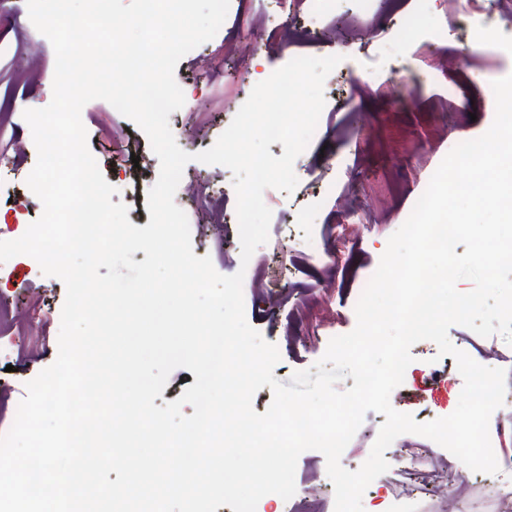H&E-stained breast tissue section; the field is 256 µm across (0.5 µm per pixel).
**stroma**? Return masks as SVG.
<instances>
[{
	"mask_svg": "<svg viewBox=\"0 0 512 512\" xmlns=\"http://www.w3.org/2000/svg\"><path fill=\"white\" fill-rule=\"evenodd\" d=\"M415 30L397 34L398 16L384 0H338L312 19L295 0H251L248 11L230 4L216 36L187 53L175 79L185 103L173 112L177 144L195 154L210 148L246 102L254 75L277 70L293 56H341L324 83L325 120L308 152L294 163L293 192L267 189L272 211L269 240L249 263L241 261L232 172L220 165L189 162L174 202L191 215L196 256L210 257L223 275L243 272L246 318L274 344L280 361L273 374L289 383L293 374L324 355L325 340L351 332L364 281L370 280L389 237L409 217L446 154L462 138H477L495 116L494 80L512 74V0H479L467 12L460 0H408ZM286 34H306L305 45L283 39L257 43L272 25ZM448 31L440 48L433 34ZM55 54L32 24L26 0H0V162L29 175L37 160L29 108L47 106L53 95ZM467 81H460V73ZM88 148L107 182L123 185L112 202L124 203L131 224H149L147 193L160 163L143 131L106 101L88 102L81 112ZM122 139L126 156L112 153ZM315 223H306L308 211ZM66 288L41 269L19 266L0 279V435L14 422L16 401L26 384L58 355ZM451 343L478 363L504 369L509 402L496 409L489 435L499 455L512 457V346L501 335L482 337L451 326ZM412 363L391 394L397 411L425 422L451 414L463 388L453 357L439 356L435 343L411 348ZM381 423L367 412L341 456L346 469L359 468L370 454ZM389 464L379 491L364 499L415 505L418 512H512V499L493 495L494 477L459 466L448 450L406 433L386 449ZM418 457L417 469L406 465ZM298 497L313 512H334V486L324 455L298 459Z\"/></svg>",
	"mask_w": 512,
	"mask_h": 512,
	"instance_id": "obj_1",
	"label": "stroma"
}]
</instances>
